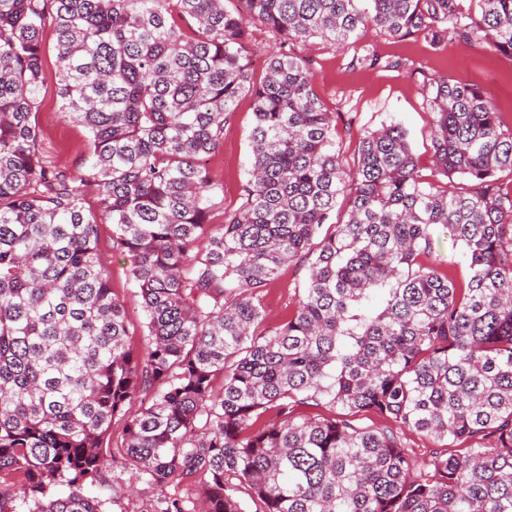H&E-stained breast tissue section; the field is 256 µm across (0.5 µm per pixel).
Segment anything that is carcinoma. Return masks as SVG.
Returning a JSON list of instances; mask_svg holds the SVG:
<instances>
[{
  "label": "carcinoma",
  "mask_w": 512,
  "mask_h": 512,
  "mask_svg": "<svg viewBox=\"0 0 512 512\" xmlns=\"http://www.w3.org/2000/svg\"><path fill=\"white\" fill-rule=\"evenodd\" d=\"M471 4L463 24L462 0H0V512H106L87 487L117 419L120 467L165 491L149 512H512V132L490 94L438 76L430 174L399 124L366 131L347 168L288 49L373 28L512 58V0ZM253 21L280 40L260 82ZM48 27L60 109L87 130L77 176L40 144ZM246 95L248 181L212 224L224 186L201 161ZM101 223L131 260L141 356ZM439 225L464 248L463 282L421 260ZM304 260L296 309L260 330L267 288ZM366 412L435 447L345 418Z\"/></svg>",
  "instance_id": "1"
}]
</instances>
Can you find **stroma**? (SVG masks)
<instances>
[{
    "mask_svg": "<svg viewBox=\"0 0 512 512\" xmlns=\"http://www.w3.org/2000/svg\"><path fill=\"white\" fill-rule=\"evenodd\" d=\"M44 43L49 77L38 114L42 150L47 160L76 174L82 169L87 132L78 123L65 119L59 108L52 36H45ZM292 50L306 60L314 74L316 93L335 115L336 146L345 166L356 163L358 144L366 131L395 122L408 130L421 167H430L432 113L427 84L434 76L470 83L492 95L503 130L512 132V58L494 52L480 41L466 43L447 38L435 47L420 35L396 41L370 30L344 46L313 38L294 42ZM368 54L378 57V65L371 68L362 64V57ZM252 123L251 101L245 96L226 117L223 148L203 161L211 177L224 186V207L214 211L213 223H222L224 210L235 209L241 202L250 160L247 136ZM99 257L110 271L113 292L124 303L128 342L133 351L143 353L145 319L129 274L131 263L113 249L112 227L108 224L99 227ZM307 273L306 265L297 262L282 269L263 300L264 328L275 330L294 311ZM127 481V474L111 463L104 470L103 483L91 487L90 492L106 499L107 512H146L159 497V489L141 482L134 494L115 496L113 484Z\"/></svg>",
    "mask_w": 512,
    "mask_h": 512,
    "instance_id": "obj_1",
    "label": "stroma"
}]
</instances>
